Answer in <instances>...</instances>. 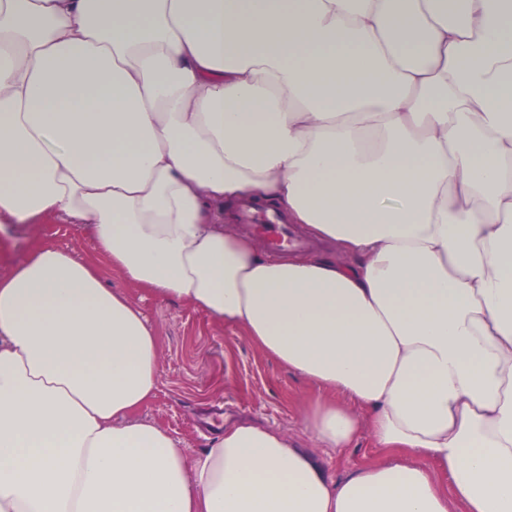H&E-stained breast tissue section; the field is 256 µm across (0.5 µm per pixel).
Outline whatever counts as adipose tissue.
I'll return each instance as SVG.
<instances>
[{"label": "adipose tissue", "mask_w": 512, "mask_h": 512, "mask_svg": "<svg viewBox=\"0 0 512 512\" xmlns=\"http://www.w3.org/2000/svg\"><path fill=\"white\" fill-rule=\"evenodd\" d=\"M333 244L275 258L244 199ZM306 378L276 428L141 420L159 341L100 268L0 276V512H512V0H0V226ZM47 244L67 251L77 260L97 258L96 246L81 224L54 220L46 224L18 225L0 232V274L26 259L35 245Z\"/></svg>", "instance_id": "1"}]
</instances>
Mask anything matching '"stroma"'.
Wrapping results in <instances>:
<instances>
[{
  "label": "stroma",
  "mask_w": 512,
  "mask_h": 512,
  "mask_svg": "<svg viewBox=\"0 0 512 512\" xmlns=\"http://www.w3.org/2000/svg\"><path fill=\"white\" fill-rule=\"evenodd\" d=\"M41 244L78 260L96 255L82 225L60 220L23 224L0 232V274ZM105 282L129 296L159 338V385L155 399L142 411L145 419L161 424L192 454L212 437L210 414L218 405L225 419L249 420L306 439L300 409L317 394L308 380L203 310L176 299H157L111 269Z\"/></svg>",
  "instance_id": "1"
}]
</instances>
